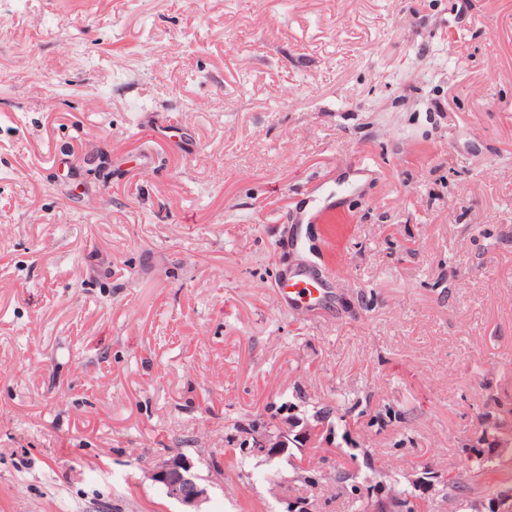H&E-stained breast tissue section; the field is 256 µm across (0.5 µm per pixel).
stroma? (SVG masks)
Wrapping results in <instances>:
<instances>
[{"label":"stroma","instance_id":"35a3bbf8","mask_svg":"<svg viewBox=\"0 0 512 512\" xmlns=\"http://www.w3.org/2000/svg\"><path fill=\"white\" fill-rule=\"evenodd\" d=\"M0 27V512H181L176 454L200 512H391V471L442 512L465 453L512 464V0ZM290 280L289 288H282V297L288 304L300 301L309 306H321L327 301L330 291L318 278L301 271ZM155 481L161 483L167 496L184 507H196L205 497L206 489L197 483L193 464L181 456L165 460L154 471Z\"/></svg>","mask_w":512,"mask_h":512}]
</instances>
